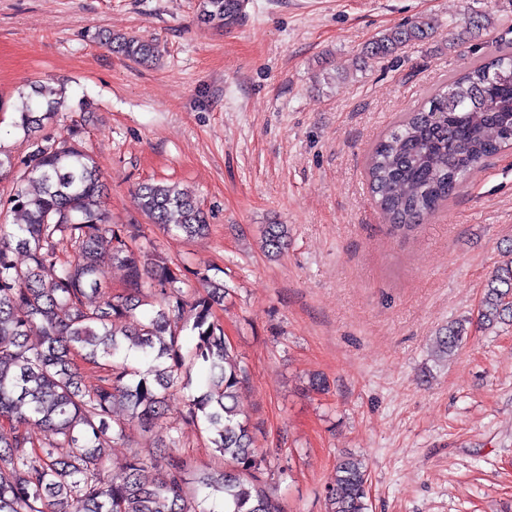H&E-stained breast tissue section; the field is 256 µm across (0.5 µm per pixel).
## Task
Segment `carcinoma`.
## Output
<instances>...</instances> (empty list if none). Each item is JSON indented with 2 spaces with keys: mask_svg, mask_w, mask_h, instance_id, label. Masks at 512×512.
Listing matches in <instances>:
<instances>
[{
  "mask_svg": "<svg viewBox=\"0 0 512 512\" xmlns=\"http://www.w3.org/2000/svg\"><path fill=\"white\" fill-rule=\"evenodd\" d=\"M243 0H202L200 19L228 27ZM418 17L382 34L370 52L386 57L434 32ZM112 51L136 61L159 53L136 36H108ZM56 90L18 93L13 127L29 152L15 160L0 146V180L22 173L0 198V213L20 212L23 224L0 225V512H285L261 479L267 460L252 448L250 426L238 418L247 378L226 340L215 308L226 287L139 244L140 224H115L101 205L105 183L80 131L38 137L63 111ZM512 145V51L452 77L381 138L367 159L368 186L390 230L409 234L500 150ZM153 224L188 239L209 234L207 214L177 185L151 182L135 192ZM288 225L264 227L261 248L278 257ZM22 253L25 262L15 260ZM125 270L122 287L104 276ZM196 280L201 290L184 289ZM482 326L512 322V258L485 281L478 309ZM470 320L450 322L435 336L448 357L467 339ZM191 332V342L181 332ZM99 370L84 382L82 365ZM198 374L191 391L192 372ZM184 393V423L204 434L224 461L194 469L181 437L156 440L157 452H131L120 476L104 479L109 449L128 442L127 425L145 433L168 418L169 399ZM155 470L143 479L146 468ZM220 507H205L211 493ZM327 512H368L364 461L346 454L325 489Z\"/></svg>",
  "mask_w": 512,
  "mask_h": 512,
  "instance_id": "1",
  "label": "carcinoma"
}]
</instances>
